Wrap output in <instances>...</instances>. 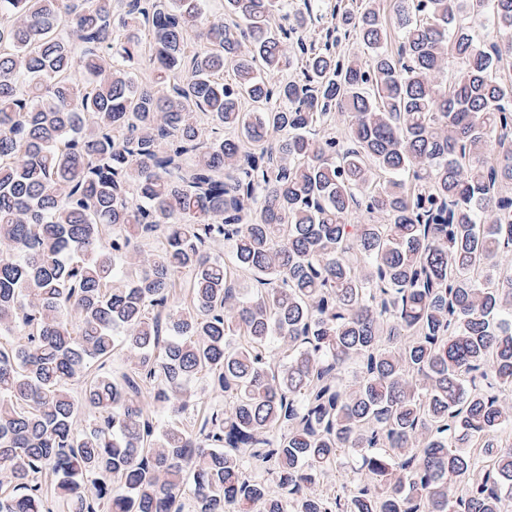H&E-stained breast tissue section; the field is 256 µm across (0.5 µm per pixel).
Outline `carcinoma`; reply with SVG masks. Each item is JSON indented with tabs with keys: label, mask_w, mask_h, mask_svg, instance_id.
I'll return each instance as SVG.
<instances>
[{
	"label": "carcinoma",
	"mask_w": 512,
	"mask_h": 512,
	"mask_svg": "<svg viewBox=\"0 0 512 512\" xmlns=\"http://www.w3.org/2000/svg\"><path fill=\"white\" fill-rule=\"evenodd\" d=\"M202 2L0 0V512H512V0Z\"/></svg>",
	"instance_id": "carcinoma-1"
}]
</instances>
